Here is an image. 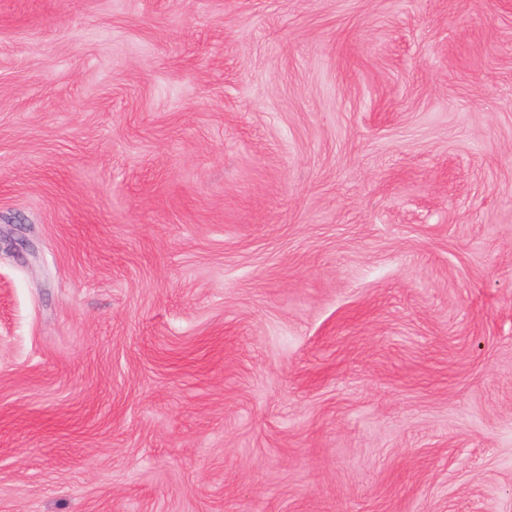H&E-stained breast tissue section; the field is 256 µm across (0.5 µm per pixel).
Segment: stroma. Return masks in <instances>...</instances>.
Instances as JSON below:
<instances>
[{"mask_svg":"<svg viewBox=\"0 0 512 512\" xmlns=\"http://www.w3.org/2000/svg\"><path fill=\"white\" fill-rule=\"evenodd\" d=\"M0 512H512V0H0Z\"/></svg>","mask_w":512,"mask_h":512,"instance_id":"obj_1","label":"stroma"}]
</instances>
